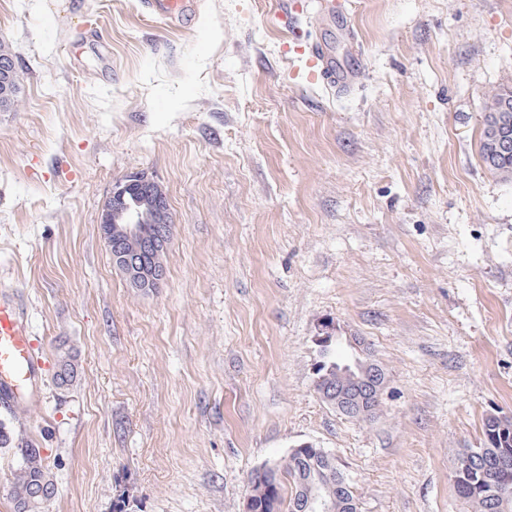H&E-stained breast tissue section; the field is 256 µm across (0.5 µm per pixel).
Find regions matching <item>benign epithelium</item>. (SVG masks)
<instances>
[{"instance_id": "1", "label": "benign epithelium", "mask_w": 512, "mask_h": 512, "mask_svg": "<svg viewBox=\"0 0 512 512\" xmlns=\"http://www.w3.org/2000/svg\"><path fill=\"white\" fill-rule=\"evenodd\" d=\"M14 53L0 49V110L9 107L18 89ZM171 212L163 186L143 172H132L112 186V193L101 214L100 226L112 264L141 290L159 286L165 277L164 254L170 240ZM349 381L336 384V390L323 399L341 413H357L367 419L376 413L386 386V374L377 363L360 361L355 370L343 367ZM314 512H330L320 493V485L309 487Z\"/></svg>"}]
</instances>
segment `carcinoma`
Instances as JSON below:
<instances>
[{"mask_svg":"<svg viewBox=\"0 0 512 512\" xmlns=\"http://www.w3.org/2000/svg\"><path fill=\"white\" fill-rule=\"evenodd\" d=\"M480 155L489 170L504 176L512 175V154L490 153L486 129L480 139ZM74 377L72 356L66 351L59 360V371L55 374L54 382L58 386H65ZM502 423L512 428L511 419L489 415L483 424V446L465 449L451 472L450 479L456 495L471 508V512H493V503L503 478L485 467V463L496 452L489 436L499 433ZM329 472L335 475L330 484L333 495L338 499L340 512H360L359 503L336 458L315 447L291 450L274 468L254 478L251 495L253 512H301L305 509L301 480L308 477L315 480ZM56 495V481L45 465L40 449L25 445L20 449V458L10 482L13 512H42L43 506Z\"/></svg>","mask_w":512,"mask_h":512,"instance_id":"cac0c4a2","label":"carcinoma"}]
</instances>
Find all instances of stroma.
<instances>
[{
	"label": "stroma",
	"instance_id": "stroma-1",
	"mask_svg": "<svg viewBox=\"0 0 512 512\" xmlns=\"http://www.w3.org/2000/svg\"><path fill=\"white\" fill-rule=\"evenodd\" d=\"M363 76L309 82L298 36L350 48L312 0H0L20 90L0 111V290L45 368L0 447L41 448L43 512H245L250 477L308 442L361 512H464L450 473L512 418V176L479 146L512 87V0H342ZM143 171L172 231L131 287L99 219ZM382 366L372 420L318 393L321 324ZM74 381L57 387L59 344ZM189 0H141L143 9L152 16L183 17L191 11ZM487 125L484 120V128L480 139V155L485 166L495 173L504 176L512 175V154L494 155L490 153Z\"/></svg>",
	"mask_w": 512,
	"mask_h": 512
}]
</instances>
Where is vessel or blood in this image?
Returning <instances> with one entry per match:
<instances>
[{
  "mask_svg": "<svg viewBox=\"0 0 512 512\" xmlns=\"http://www.w3.org/2000/svg\"><path fill=\"white\" fill-rule=\"evenodd\" d=\"M143 9L152 16L183 17L191 10L190 0H141ZM318 5L330 17L339 19L353 52L361 45L346 10L337 7L335 0H318ZM307 53L316 71L315 79L324 85L352 87L361 76L360 70L340 67L324 42L309 43ZM29 320L21 305L9 296H0V404H18L21 387H29V400L39 396L42 364L31 351Z\"/></svg>",
  "mask_w": 512,
  "mask_h": 512,
  "instance_id": "1",
  "label": "vessel or blood"
}]
</instances>
